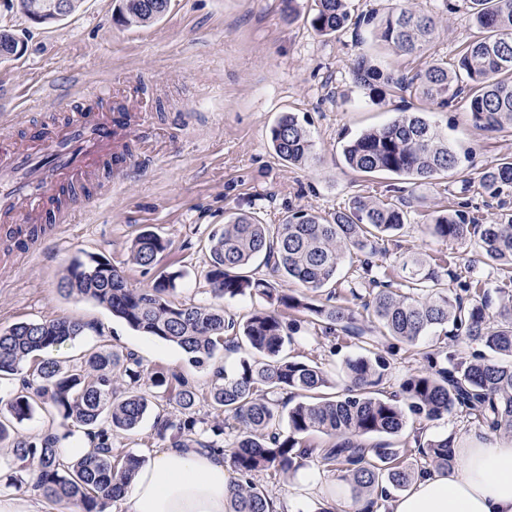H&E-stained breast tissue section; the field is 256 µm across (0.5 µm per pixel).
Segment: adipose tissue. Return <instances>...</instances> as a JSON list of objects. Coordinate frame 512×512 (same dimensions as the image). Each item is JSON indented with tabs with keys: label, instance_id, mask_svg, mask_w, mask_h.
Instances as JSON below:
<instances>
[{
	"label": "adipose tissue",
	"instance_id": "1",
	"mask_svg": "<svg viewBox=\"0 0 512 512\" xmlns=\"http://www.w3.org/2000/svg\"><path fill=\"white\" fill-rule=\"evenodd\" d=\"M459 473L420 475L390 512H512V440L485 436L458 451ZM232 474L223 457L170 448L141 466L129 512H225Z\"/></svg>",
	"mask_w": 512,
	"mask_h": 512
}]
</instances>
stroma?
<instances>
[{
    "label": "stroma",
    "instance_id": "stroma-1",
    "mask_svg": "<svg viewBox=\"0 0 512 512\" xmlns=\"http://www.w3.org/2000/svg\"><path fill=\"white\" fill-rule=\"evenodd\" d=\"M114 5L80 0L67 19L45 26L0 0V31L22 45L0 62L1 134L23 139L34 120L61 125L67 113L56 98L75 80L86 93L111 87L103 110L123 105L143 116L128 138L130 170L112 176L110 195L90 208L71 206L68 223L51 225L18 265L0 264V327L61 316L80 320L89 330L66 343L60 359L106 344L134 351L144 367L167 368L207 391L210 370L192 366L178 347L133 331L94 302L61 296L58 281L67 266L75 257L96 254L123 269L133 287H148L156 272L132 264L130 250L139 234L151 231L170 243L163 267L182 273L175 299L209 303L205 243L229 213L253 212L263 223L278 224L292 209L328 215L357 194L400 196L408 203V224L384 243L387 262L415 252L452 254L496 283L495 267L485 265L473 246L433 238L427 216L461 201L478 216L512 211V194L493 198L479 183L487 164L512 155V130L473 127L462 102L430 113L431 121L446 128L462 163L426 185L358 173L344 162L347 140L398 112L423 107L406 93L369 100L353 80L355 59L368 54L402 72L415 68L417 59L376 47L367 26L318 35L306 19L312 0H296L299 17L293 22L281 0H171L164 17L147 26L117 24ZM415 6L437 19L433 52L453 59L473 33L466 0H416ZM285 112L294 113L311 135L307 164H289L272 147L270 129ZM373 347L391 363L383 382L388 391L425 367L423 352L468 360L480 351L478 344L449 337L418 349L379 336ZM362 348L353 337L309 326L297 334L291 352L321 362L336 377ZM251 481L270 499L288 500L291 512L361 508L337 472L316 456L293 475L262 471Z\"/></svg>",
    "mask_w": 512,
    "mask_h": 512
}]
</instances>
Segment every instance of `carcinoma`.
Listing matches in <instances>:
<instances>
[{
    "label": "carcinoma",
    "mask_w": 512,
    "mask_h": 512,
    "mask_svg": "<svg viewBox=\"0 0 512 512\" xmlns=\"http://www.w3.org/2000/svg\"><path fill=\"white\" fill-rule=\"evenodd\" d=\"M116 16L147 26L162 18L170 0H117ZM473 38L448 62L428 53L435 21L401 0L382 18L353 17L348 0H314L311 27L332 35L349 27H372L375 39L394 52L423 60L414 72L384 69L365 55L352 68L354 82L370 100L395 88L410 90L436 110L466 101L473 126L512 128V0H467ZM275 152L304 165L313 144L295 114L281 115L271 129ZM346 165L359 173H389L420 183L438 179L459 165L448 137L423 112H400L389 124L366 130L345 142ZM480 186L492 197L512 191V157L492 162ZM408 221L402 201L357 195L327 217L295 210L280 224H264L249 213L234 212L208 236L206 280L218 299L255 295L267 306L239 322L220 305H183L171 299L179 271H163L148 288L129 285L123 271L95 255L72 260L58 283L65 297H80L107 309L129 328L180 348L196 368H213L207 394L187 379L158 367L146 369L133 352L104 346L67 362L52 355L90 324L58 317L18 322L0 328V444L15 458L37 465L34 487L69 512H107L120 500L143 459L121 453L113 440L134 433L160 401L175 403L178 414L158 413L154 428L171 448H200L230 458L234 482L227 512H266L267 492L248 481L255 472L288 475L313 455L340 472L355 497L373 507L387 487L405 490L430 470L448 471L454 451L450 438L421 441L414 436L421 463L405 461L407 449L386 437L405 433L415 420H438L460 413L488 429L512 430V213L481 222L457 203L430 215V234L442 241L473 242L486 262L501 271L496 290L504 299L490 311L486 282L467 267L464 276L452 256L414 254L398 265L386 257L385 238ZM170 242L144 232L133 242L131 262L157 264ZM361 254L352 276H340L346 255ZM271 278H257L255 260ZM455 282L464 294L448 295ZM299 284L296 290L291 284ZM345 288L361 302L381 336L416 347L425 337H464L483 347L470 361L445 355L446 365L428 352V366L406 377L399 391L379 386L390 362L379 352L345 361L344 385L336 390L322 364L291 354L302 323L325 334L340 330L363 336L361 313L337 302ZM244 349L231 374L214 365L217 354ZM290 394L283 399L282 393ZM206 404L208 411L200 410ZM38 410L87 431L93 450L75 460L60 457L57 433L21 434L16 425ZM329 439L323 447L313 434ZM377 442H372V439Z\"/></svg>",
    "instance_id": "cac0c4a2"
}]
</instances>
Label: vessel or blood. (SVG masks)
Here are the masks:
<instances>
[{"mask_svg": "<svg viewBox=\"0 0 512 512\" xmlns=\"http://www.w3.org/2000/svg\"><path fill=\"white\" fill-rule=\"evenodd\" d=\"M111 96L100 88L73 103L63 125L35 126L27 142L0 143V240L11 239L22 214L67 222L68 190L99 181L104 162L119 149L114 119L95 106Z\"/></svg>", "mask_w": 512, "mask_h": 512, "instance_id": "obj_1", "label": "vessel or blood"}]
</instances>
